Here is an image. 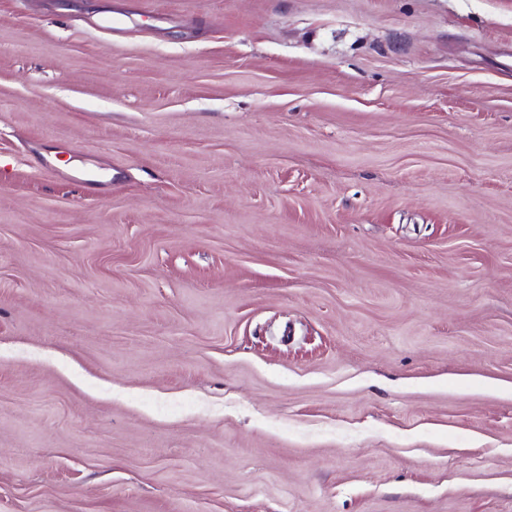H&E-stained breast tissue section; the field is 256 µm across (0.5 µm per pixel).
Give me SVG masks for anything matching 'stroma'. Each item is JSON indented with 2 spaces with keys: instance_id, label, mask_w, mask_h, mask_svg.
<instances>
[{
  "instance_id": "obj_1",
  "label": "stroma",
  "mask_w": 512,
  "mask_h": 512,
  "mask_svg": "<svg viewBox=\"0 0 512 512\" xmlns=\"http://www.w3.org/2000/svg\"><path fill=\"white\" fill-rule=\"evenodd\" d=\"M0 512H512V0H0Z\"/></svg>"
}]
</instances>
